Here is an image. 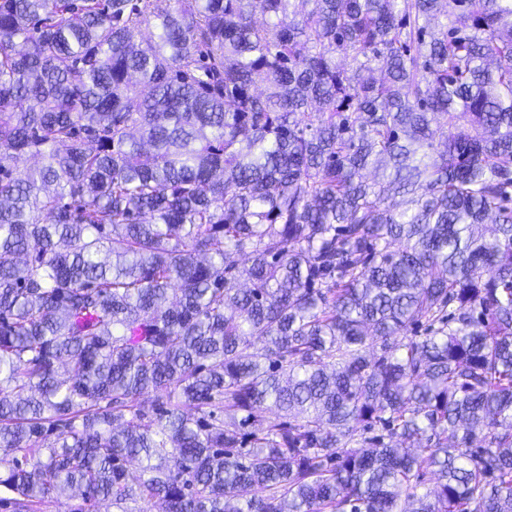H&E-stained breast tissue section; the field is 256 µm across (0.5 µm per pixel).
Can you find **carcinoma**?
I'll return each instance as SVG.
<instances>
[{
	"label": "carcinoma",
	"mask_w": 512,
	"mask_h": 512,
	"mask_svg": "<svg viewBox=\"0 0 512 512\" xmlns=\"http://www.w3.org/2000/svg\"><path fill=\"white\" fill-rule=\"evenodd\" d=\"M0 487L512 512V0H0Z\"/></svg>",
	"instance_id": "carcinoma-1"
}]
</instances>
